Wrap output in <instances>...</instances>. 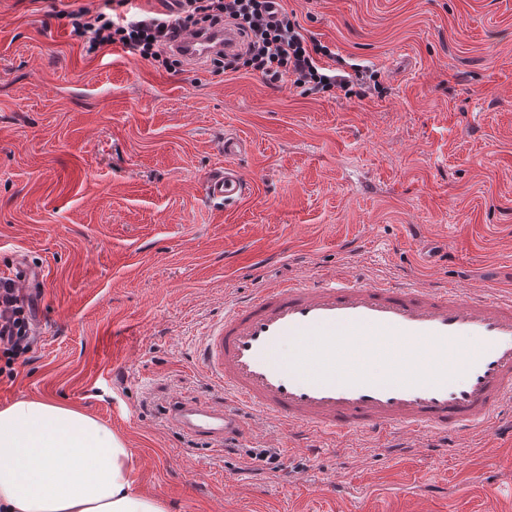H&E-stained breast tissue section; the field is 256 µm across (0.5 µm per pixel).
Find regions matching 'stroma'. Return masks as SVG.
<instances>
[{
	"label": "stroma",
	"mask_w": 512,
	"mask_h": 512,
	"mask_svg": "<svg viewBox=\"0 0 512 512\" xmlns=\"http://www.w3.org/2000/svg\"><path fill=\"white\" fill-rule=\"evenodd\" d=\"M103 3L0 0V278L38 273L29 361L0 376V406L98 418L131 449L134 489L169 512H512V410L448 453L401 431L397 455L361 432L313 453L260 417L232 452L168 413L223 408L197 352L262 281L339 270L512 291V0H286L336 69L377 71L365 97L87 53L66 14ZM228 131L248 145L230 160ZM227 163L253 190L224 207L201 183ZM262 448L281 470L247 457Z\"/></svg>",
	"instance_id": "35a3bbf8"
}]
</instances>
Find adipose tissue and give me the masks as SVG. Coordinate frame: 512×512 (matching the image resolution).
I'll return each instance as SVG.
<instances>
[{
  "label": "adipose tissue",
  "mask_w": 512,
  "mask_h": 512,
  "mask_svg": "<svg viewBox=\"0 0 512 512\" xmlns=\"http://www.w3.org/2000/svg\"><path fill=\"white\" fill-rule=\"evenodd\" d=\"M131 471V449L95 417L53 400L0 407V512H168Z\"/></svg>",
  "instance_id": "ef3b65f1"
}]
</instances>
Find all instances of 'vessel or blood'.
<instances>
[{
	"instance_id": "vessel-or-blood-1",
	"label": "vessel or blood",
	"mask_w": 512,
	"mask_h": 512,
	"mask_svg": "<svg viewBox=\"0 0 512 512\" xmlns=\"http://www.w3.org/2000/svg\"><path fill=\"white\" fill-rule=\"evenodd\" d=\"M214 27L182 38L199 64L233 46ZM250 182L235 168L208 173L204 195L229 205ZM385 365L381 376L367 367ZM227 406H177L189 436L243 435L246 415L280 422L302 438L399 428L479 431L512 406V295H461L444 282L363 283L340 272L272 282L225 307L201 360Z\"/></svg>"
}]
</instances>
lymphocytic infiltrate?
<instances>
[{"instance_id":"lymphocytic-infiltrate-1","label":"lymphocytic infiltrate","mask_w":512,"mask_h":512,"mask_svg":"<svg viewBox=\"0 0 512 512\" xmlns=\"http://www.w3.org/2000/svg\"><path fill=\"white\" fill-rule=\"evenodd\" d=\"M118 3L126 14L88 8L69 12L73 33L87 38L91 50L117 46L133 59L172 69L182 63L175 43L192 33L191 23L198 19L210 27H233L243 37L240 51L213 58L227 70L244 67L272 81L286 79L300 88L325 90L365 86L376 79L357 64L342 73L323 66L332 50L302 31L284 0H175V9L168 12L147 11L132 0ZM35 305L34 297L21 295L13 281L0 279V376H13L18 361L32 348Z\"/></svg>"}]
</instances>
